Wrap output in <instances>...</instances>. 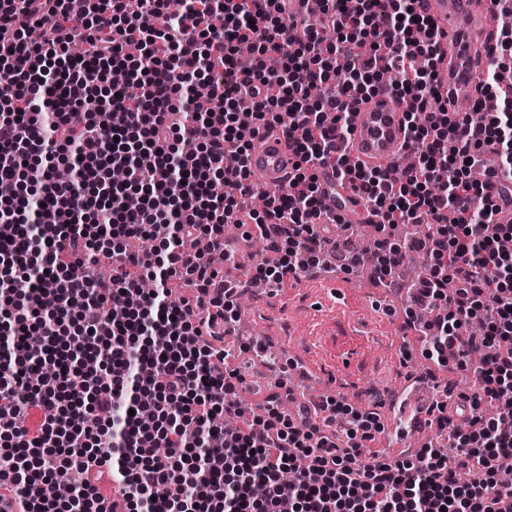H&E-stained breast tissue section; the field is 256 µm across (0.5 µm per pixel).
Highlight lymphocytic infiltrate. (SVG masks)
Segmentation results:
<instances>
[{"instance_id": "f902f5d3", "label": "lymphocytic infiltrate", "mask_w": 512, "mask_h": 512, "mask_svg": "<svg viewBox=\"0 0 512 512\" xmlns=\"http://www.w3.org/2000/svg\"><path fill=\"white\" fill-rule=\"evenodd\" d=\"M70 2L0 0V486L17 512H112L95 468L123 485L125 512H512V412L486 411L512 397V224L493 221L512 192V97L497 93L512 28L488 50L476 135L437 87L422 0H308L299 15L287 0H184L177 13L81 0L83 54L65 33ZM384 87L405 103V149L420 159L397 180L338 153L351 102ZM90 102L121 122L92 120ZM275 128L299 164L250 210L248 153ZM70 146L74 172L56 180ZM327 163L391 227L418 228L378 241L375 274L428 252L424 353L473 378L463 423L438 420L454 456L385 459L374 413L333 397L291 411L273 394L239 424L247 383L224 371L215 331L239 308L208 256L225 254V225L247 224L279 255L255 279L298 283L325 243L314 220ZM146 236L159 250L133 249ZM100 252L121 262L106 288L89 272ZM175 279L190 297L171 298ZM36 400L49 415L33 434L22 415Z\"/></svg>"}]
</instances>
